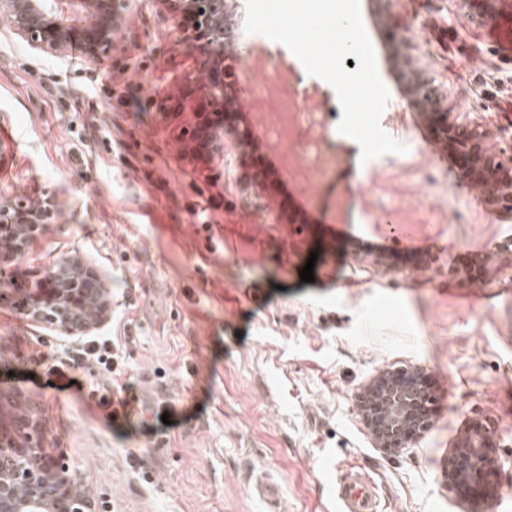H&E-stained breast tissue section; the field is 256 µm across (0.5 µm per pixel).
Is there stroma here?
<instances>
[{
  "instance_id": "stroma-1",
  "label": "stroma",
  "mask_w": 512,
  "mask_h": 512,
  "mask_svg": "<svg viewBox=\"0 0 512 512\" xmlns=\"http://www.w3.org/2000/svg\"><path fill=\"white\" fill-rule=\"evenodd\" d=\"M361 11L391 93L381 124L406 153L360 163L337 130L334 90L271 42L243 55L253 122L263 131L277 120L267 88L286 66L311 140L292 148L288 187L263 189L243 185L232 141L223 158L194 156L192 108L169 111L206 81L165 0H132L124 38L99 63L36 55L0 17V197L62 205L0 284V387L29 398L46 451L107 512H341L339 483L354 471L375 483L378 512H466L442 471L484 420L498 425L492 512H512V427L500 424L512 412V223L470 193L448 156H431L387 59L400 48L450 111L512 145V111L492 109L512 102V30L477 25L460 0H361ZM132 95L140 111L126 110ZM386 235L412 248L387 268L357 249ZM487 248L493 262L468 270ZM64 258L112 288V316L94 336L111 345L115 371L87 359L59 377L56 361L83 342L18 306L19 288ZM476 285L484 296L471 308ZM412 365L432 379L434 424L386 456L355 395L382 370ZM259 480L278 485L276 502L255 491Z\"/></svg>"
}]
</instances>
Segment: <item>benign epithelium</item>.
Wrapping results in <instances>:
<instances>
[{
    "label": "benign epithelium",
    "instance_id": "1",
    "mask_svg": "<svg viewBox=\"0 0 512 512\" xmlns=\"http://www.w3.org/2000/svg\"><path fill=\"white\" fill-rule=\"evenodd\" d=\"M494 28L512 23V0H462ZM170 8L189 15L201 28L183 29L184 40L207 75L204 99L210 110L196 113L193 137L209 155L224 151V135L237 142L251 138L248 128L234 124L237 113L225 99L231 68L224 66L220 25L224 0H169ZM130 0H0V16L11 34L34 52L64 61H98L109 55L124 32ZM431 139L455 163L461 177L487 189V201L504 219L512 220V148L490 145L493 131L475 120L448 111L437 97L433 81L411 70L404 73ZM242 180L264 185L268 170L242 154ZM59 216L55 200L43 208L0 201V267L5 259L25 253L30 239L42 234ZM53 287L39 288L25 300L26 318L67 339H80L105 324L112 312V289L87 264L65 259L49 270ZM426 370L398 366L384 370L360 392L356 408L385 455L416 445L430 430L436 408ZM12 410L8 424L0 423V512H94V500L77 472L50 456L43 446L42 428L19 391L0 389V410ZM496 431L495 423L470 425L457 448L448 455L444 481L468 502L480 496L491 509L498 485V465L483 448Z\"/></svg>",
    "mask_w": 512,
    "mask_h": 512
}]
</instances>
